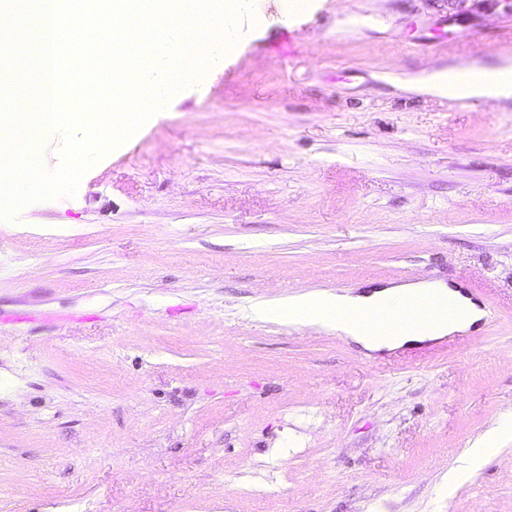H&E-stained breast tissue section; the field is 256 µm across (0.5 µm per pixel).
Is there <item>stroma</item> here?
I'll list each match as a JSON object with an SVG mask.
<instances>
[{
	"mask_svg": "<svg viewBox=\"0 0 512 512\" xmlns=\"http://www.w3.org/2000/svg\"><path fill=\"white\" fill-rule=\"evenodd\" d=\"M306 2L253 0L74 195L0 218V512H512V101L421 89L512 66V5ZM420 280L488 319L369 356L249 314Z\"/></svg>",
	"mask_w": 512,
	"mask_h": 512,
	"instance_id": "35a3bbf8",
	"label": "stroma"
}]
</instances>
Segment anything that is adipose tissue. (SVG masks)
Listing matches in <instances>:
<instances>
[{"instance_id":"adipose-tissue-1","label":"adipose tissue","mask_w":512,"mask_h":512,"mask_svg":"<svg viewBox=\"0 0 512 512\" xmlns=\"http://www.w3.org/2000/svg\"><path fill=\"white\" fill-rule=\"evenodd\" d=\"M433 294L452 304H462L466 315L462 318L449 317L430 328L403 332L385 338L377 337L367 329L352 322H335L324 318L325 307L341 310L375 308L388 300L404 296ZM261 317H285L289 322L316 327L328 331H339L347 339L368 352L396 350L432 342L467 331L478 323L484 311L479 302L466 297L462 292L442 281H421L380 288L370 292L342 294L330 292H309L289 296L257 309Z\"/></svg>"}]
</instances>
